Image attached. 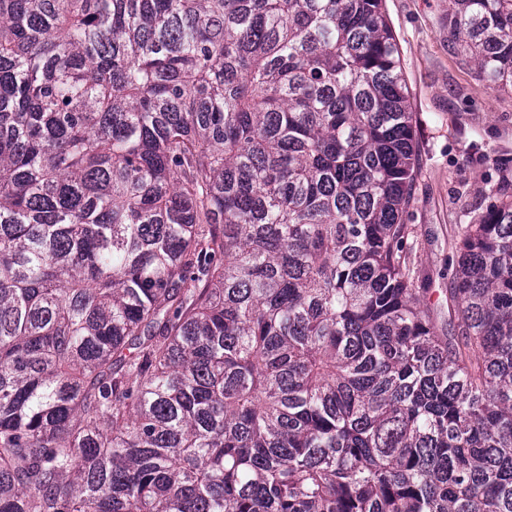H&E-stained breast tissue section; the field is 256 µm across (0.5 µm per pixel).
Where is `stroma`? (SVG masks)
Instances as JSON below:
<instances>
[{"mask_svg": "<svg viewBox=\"0 0 512 512\" xmlns=\"http://www.w3.org/2000/svg\"><path fill=\"white\" fill-rule=\"evenodd\" d=\"M385 10L417 120L418 176L406 217L415 285L429 289L443 329L458 227L477 222L490 183L512 179V92L482 81L449 37L448 0H385Z\"/></svg>", "mask_w": 512, "mask_h": 512, "instance_id": "obj_1", "label": "stroma"}]
</instances>
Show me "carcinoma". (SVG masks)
Wrapping results in <instances>:
<instances>
[{"instance_id": "1", "label": "carcinoma", "mask_w": 512, "mask_h": 512, "mask_svg": "<svg viewBox=\"0 0 512 512\" xmlns=\"http://www.w3.org/2000/svg\"><path fill=\"white\" fill-rule=\"evenodd\" d=\"M416 175L384 0H0V512H512V184L443 336Z\"/></svg>"}]
</instances>
